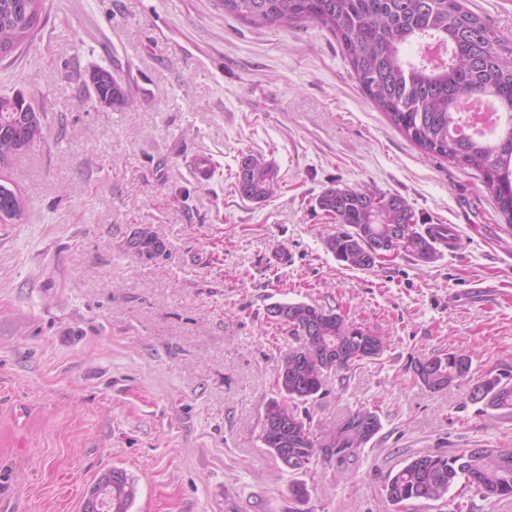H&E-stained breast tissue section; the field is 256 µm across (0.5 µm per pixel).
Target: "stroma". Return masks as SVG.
I'll return each mask as SVG.
<instances>
[{
    "mask_svg": "<svg viewBox=\"0 0 512 512\" xmlns=\"http://www.w3.org/2000/svg\"><path fill=\"white\" fill-rule=\"evenodd\" d=\"M44 17L0 61V95L23 93L46 132L0 169L27 203L0 224V512H80L111 467L137 484L131 512H393L386 478L417 453L512 448V416L409 369L448 349L478 376L512 368V226L476 170L422 151L371 103L327 29L254 27L219 0H45ZM97 67L128 108L79 105ZM249 155L278 173L259 203L235 188ZM200 156L204 184L189 174ZM334 185L401 196L419 228L454 225L460 243L346 267L316 203ZM145 225L163 244L151 259L127 249ZM276 303L385 341L307 405L319 435L376 410L355 464L294 474L260 439L276 362L297 344L269 318Z\"/></svg>",
    "mask_w": 512,
    "mask_h": 512,
    "instance_id": "stroma-1",
    "label": "stroma"
}]
</instances>
